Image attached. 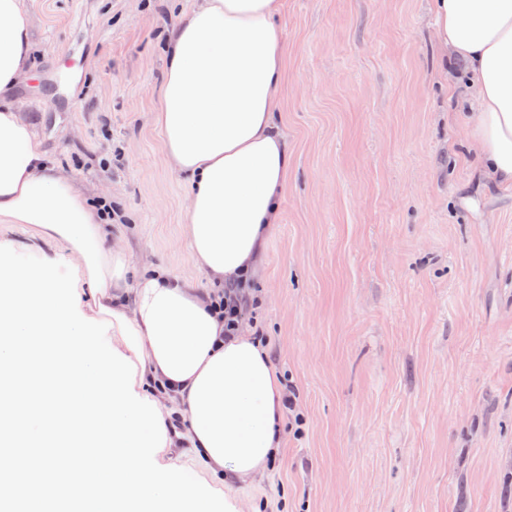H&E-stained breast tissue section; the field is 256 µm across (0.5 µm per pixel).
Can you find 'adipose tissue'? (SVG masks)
I'll use <instances>...</instances> for the list:
<instances>
[{"label": "adipose tissue", "mask_w": 512, "mask_h": 512, "mask_svg": "<svg viewBox=\"0 0 512 512\" xmlns=\"http://www.w3.org/2000/svg\"><path fill=\"white\" fill-rule=\"evenodd\" d=\"M437 44L461 66L465 146L483 179L512 187V0H431ZM279 0H197L164 39L165 79L152 121L189 182L184 234L215 288L257 275L288 181L276 123L284 43ZM27 0H0V224H25L76 265L80 309L112 321V346L137 366L134 389L168 429L155 459L194 451L237 512L236 484L267 470L282 446L283 385L249 328L225 335L213 294L161 268L133 272L98 202L45 156L11 97L30 71Z\"/></svg>", "instance_id": "1"}]
</instances>
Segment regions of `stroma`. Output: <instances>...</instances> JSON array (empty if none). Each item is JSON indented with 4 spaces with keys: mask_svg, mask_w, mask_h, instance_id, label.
<instances>
[{
    "mask_svg": "<svg viewBox=\"0 0 512 512\" xmlns=\"http://www.w3.org/2000/svg\"><path fill=\"white\" fill-rule=\"evenodd\" d=\"M195 0H28L13 99L108 198L137 268L198 287L187 183L151 116ZM291 167L255 282L306 419L244 484L255 512H512V190L482 183L430 0H281Z\"/></svg>",
    "mask_w": 512,
    "mask_h": 512,
    "instance_id": "35a3bbf8",
    "label": "stroma"
}]
</instances>
